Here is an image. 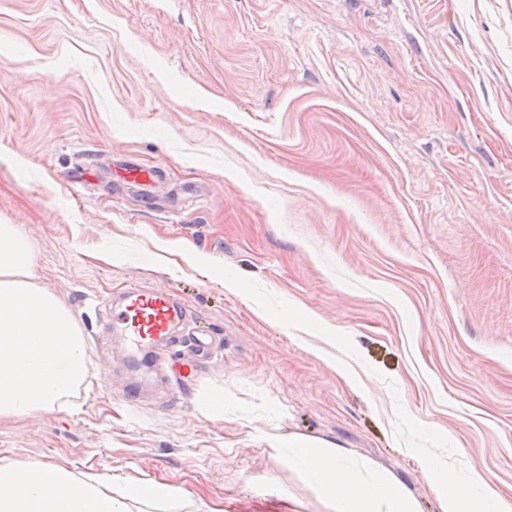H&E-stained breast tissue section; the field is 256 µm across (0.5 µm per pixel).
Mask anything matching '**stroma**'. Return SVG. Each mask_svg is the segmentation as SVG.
Instances as JSON below:
<instances>
[{
    "label": "stroma",
    "instance_id": "35a3bbf8",
    "mask_svg": "<svg viewBox=\"0 0 512 512\" xmlns=\"http://www.w3.org/2000/svg\"><path fill=\"white\" fill-rule=\"evenodd\" d=\"M0 224L92 374L75 410L0 419V458L331 512L273 447L294 434L418 512L430 462L512 494V0H0ZM130 286L212 357L130 371L103 304ZM123 171V182L131 187L143 188L155 183L157 179V170L146 169L135 164H128Z\"/></svg>",
    "mask_w": 512,
    "mask_h": 512
}]
</instances>
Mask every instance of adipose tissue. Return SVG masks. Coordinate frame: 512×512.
Listing matches in <instances>:
<instances>
[{
  "label": "adipose tissue",
  "instance_id": "ef3b65f1",
  "mask_svg": "<svg viewBox=\"0 0 512 512\" xmlns=\"http://www.w3.org/2000/svg\"><path fill=\"white\" fill-rule=\"evenodd\" d=\"M35 265L19 225L0 224V419L71 410L89 378L81 329L72 312L35 283ZM281 445L335 512H416L400 481L358 464L334 442L292 435ZM426 471L444 512H512V499L489 477L433 464ZM137 505L146 512L186 507L182 493L166 483L0 458V512H133Z\"/></svg>",
  "mask_w": 512,
  "mask_h": 512
}]
</instances>
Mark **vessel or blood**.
Instances as JSON below:
<instances>
[{"instance_id": "obj_1", "label": "vessel or blood", "mask_w": 512, "mask_h": 512, "mask_svg": "<svg viewBox=\"0 0 512 512\" xmlns=\"http://www.w3.org/2000/svg\"><path fill=\"white\" fill-rule=\"evenodd\" d=\"M125 185L144 189L155 183L157 172L141 166H125L122 176ZM145 204H153L151 194L143 196ZM186 319L185 309L159 290L131 289L122 293L118 309L112 316V328L125 336L130 348L161 349L178 336Z\"/></svg>"}]
</instances>
